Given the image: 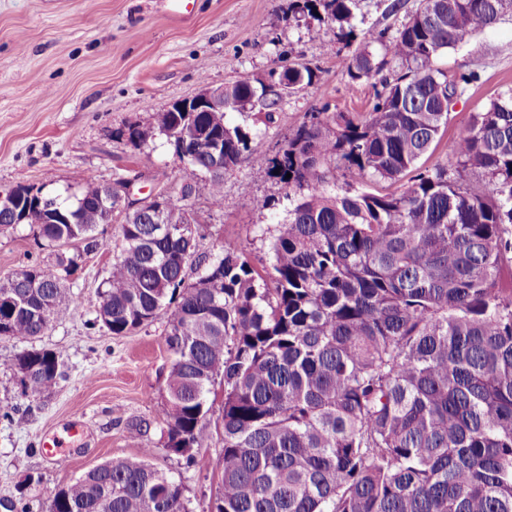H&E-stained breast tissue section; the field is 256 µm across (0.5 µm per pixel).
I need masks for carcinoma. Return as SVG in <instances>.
<instances>
[{
	"label": "carcinoma",
	"instance_id": "1",
	"mask_svg": "<svg viewBox=\"0 0 512 512\" xmlns=\"http://www.w3.org/2000/svg\"><path fill=\"white\" fill-rule=\"evenodd\" d=\"M353 3L303 8L342 29ZM507 14L512 0H421L391 38L365 33L346 61L351 81L399 66L369 111L313 115L272 155L223 113H155L162 133L187 122L200 133L173 140L178 156L206 167V148L220 141L224 171L250 162L288 188V223L263 275L230 243L197 254L207 225L190 192L164 211L143 199L131 222L109 210V187L93 178L73 199L14 189L0 227L29 224L40 245L73 248L58 254L67 274L105 245L99 228L122 217L96 323L128 335L170 313L163 442L92 467L45 512H192L181 478L154 459L174 453L208 469L200 449L216 384L224 465L211 512H512V90L473 116L454 145L457 167L420 166L445 131L448 86L461 97L480 79L450 77L433 61ZM282 72L300 87L316 78L306 65ZM262 87L238 80L224 102L242 110ZM338 161L353 182L387 186L334 192ZM462 169L489 189L464 187ZM206 188L224 209V175ZM78 301L57 271L30 266L0 285V337H37ZM4 368L31 396L60 377L42 350Z\"/></svg>",
	"mask_w": 512,
	"mask_h": 512
}]
</instances>
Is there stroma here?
<instances>
[{
	"label": "stroma",
	"instance_id": "stroma-1",
	"mask_svg": "<svg viewBox=\"0 0 512 512\" xmlns=\"http://www.w3.org/2000/svg\"><path fill=\"white\" fill-rule=\"evenodd\" d=\"M356 0L353 33L345 35L297 0H182L181 14L168 0H0V192L24 184L45 193H79L88 178L113 181L122 170L141 173L133 192L163 190L178 197L192 184L191 204L208 233L197 251L217 253L230 242L257 269L270 263L271 245L288 221L285 187L263 168L240 163L224 175V208L211 207L204 173L175 158L165 135L153 127L155 113L190 98L205 86L242 78L266 79L289 64L316 72L310 85L289 95L273 119L250 110L228 120L259 147L274 153L307 113H366L374 81H350L343 62L373 29L395 34L420 5L402 0ZM435 64L453 74L478 69L480 79L459 98L427 166L446 165L454 141L473 112L512 88V16L493 30L473 35L443 53ZM136 125L147 130L140 146L119 138ZM271 206L254 208L255 200ZM118 224L107 226L106 246L82 255L65 279L81 296L61 308L42 336L0 339V512L46 501L87 469L110 459L135 458L159 441L171 356L158 318L136 332L116 336L94 326L98 290L112 265L110 246ZM56 253L38 246L27 224L0 227V283L32 265H52ZM29 350L57 355L61 377L48 393L21 392L5 362ZM149 422L146 434L135 427ZM62 438L70 454L56 466L42 451ZM208 469L185 466L183 457L160 454L155 463L181 477L194 512H210L222 477V433L213 429Z\"/></svg>",
	"mask_w": 512,
	"mask_h": 512
}]
</instances>
